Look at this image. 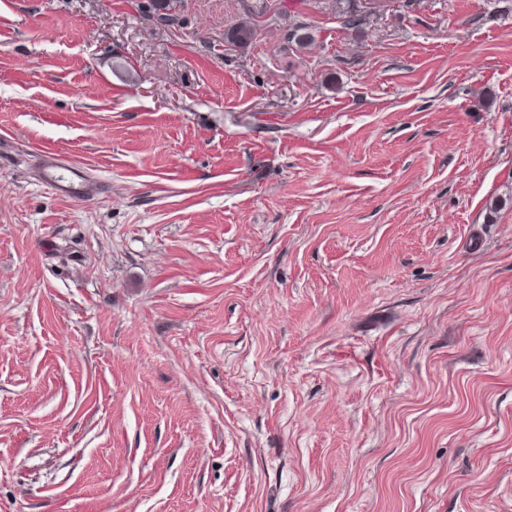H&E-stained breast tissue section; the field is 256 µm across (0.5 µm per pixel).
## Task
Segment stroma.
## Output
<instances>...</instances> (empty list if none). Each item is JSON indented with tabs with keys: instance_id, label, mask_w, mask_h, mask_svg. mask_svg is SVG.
Returning a JSON list of instances; mask_svg holds the SVG:
<instances>
[{
	"instance_id": "1",
	"label": "stroma",
	"mask_w": 512,
	"mask_h": 512,
	"mask_svg": "<svg viewBox=\"0 0 512 512\" xmlns=\"http://www.w3.org/2000/svg\"><path fill=\"white\" fill-rule=\"evenodd\" d=\"M140 2L0 0V512H512V0ZM174 0H147L141 4L144 15L157 23L170 24L174 20L172 10L176 7ZM64 167L53 153H47L42 158V178L51 184L57 192L65 196L79 198L90 193L89 185L83 172L77 167H71L68 177L62 176L59 172Z\"/></svg>"
}]
</instances>
